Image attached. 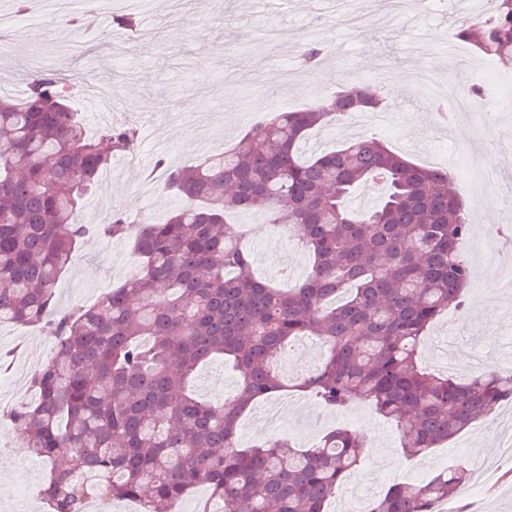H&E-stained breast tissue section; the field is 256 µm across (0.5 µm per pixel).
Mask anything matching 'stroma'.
Wrapping results in <instances>:
<instances>
[{"label":"stroma","instance_id":"stroma-1","mask_svg":"<svg viewBox=\"0 0 512 512\" xmlns=\"http://www.w3.org/2000/svg\"><path fill=\"white\" fill-rule=\"evenodd\" d=\"M181 2L174 16L139 6L140 15L150 20L148 27L135 40L117 46L112 24L101 11H94L89 30L78 33L53 18L30 25L27 17L13 14L14 0H0L14 29L11 53L0 62L1 87L20 96L31 74L26 63L37 55L49 60L58 74L81 72L90 64L95 81L112 86V112L101 117L92 98L75 99L87 133L121 123L140 131L136 156H116L110 178L99 179L76 216L93 231L55 286L58 309L92 305L136 267L129 240L104 237L95 233V226L116 210L131 216L145 211L162 221L180 206V198L163 188V177L154 169L158 159L172 166L191 164L202 157L204 141L223 151L267 112L301 107L347 85L385 90L398 81L411 85L423 75L444 86L468 88L483 81L478 73L483 56L470 54L461 67L448 58V46L466 13L436 7L433 0H417L384 29L370 21L345 26L342 19L355 12V0H214L209 7L198 0ZM313 40L323 41L328 54L318 69L310 70L301 65L298 50ZM332 69L337 78H329ZM228 99L235 102L229 111L224 108ZM424 102L421 96L402 95L394 99L383 123L360 127L351 121L317 130L305 149L319 152L360 135L376 137L415 163L447 170L453 188L466 201L471 240H485L491 252L512 248L507 235L495 232L504 223L503 203L512 202V107L489 92L479 98L478 106L488 112V128L479 135L466 114L450 112L444 122L426 111ZM486 163L498 170L500 179L483 197L464 186L463 177L470 166ZM229 222L248 229L258 275L272 280L284 275L292 285L302 280L310 256L298 240L273 233L259 213L236 214ZM468 262L480 287L470 292L464 312L449 309L420 343L418 360L428 371L450 369L441 353L451 336L476 344L490 371L507 368L498 355L512 342V294L479 251H472ZM491 290L501 300L494 309L484 303ZM55 343V336L42 327L0 324V351L11 356L8 369L0 370V409L35 400L30 381L49 360ZM450 370L461 379L470 376L462 365ZM237 379V372L215 361L200 369L193 383L205 398L224 400L234 395ZM272 399L288 402L287 425L280 436L295 447H312L338 427L364 436L365 452L356 474L367 497L413 469L417 482H426L455 458L469 470L466 486L471 494L449 500L445 512H458L464 505L481 512H512V476L494 485L478 482L480 461L498 452L497 432L512 431V404L417 460L401 451L396 425L367 403L336 413L295 392L281 391ZM15 434L12 424L0 421V512H47L39 492L49 465L20 452Z\"/></svg>","mask_w":512,"mask_h":512}]
</instances>
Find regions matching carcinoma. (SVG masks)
Wrapping results in <instances>:
<instances>
[{
	"mask_svg": "<svg viewBox=\"0 0 512 512\" xmlns=\"http://www.w3.org/2000/svg\"><path fill=\"white\" fill-rule=\"evenodd\" d=\"M138 23L136 11L112 16L120 29ZM457 38L485 57L512 53V0H496ZM325 55L314 41L300 59L314 69ZM68 84L41 72L22 99L0 94V323L43 325L57 337L32 380L35 402L0 415L50 463L49 512H86L92 500H144L149 512H171L200 485L222 512H326L363 455L357 432L331 430L307 449L278 438L237 446L242 414L284 388L274 363L300 336L321 337L324 355L291 388L331 411L372 404L396 422L408 457L512 400V376L460 381L416 361L436 318L465 307L472 277L461 259L465 203L449 192L448 172L375 138L302 156L311 130L390 110L369 86L271 112L233 148L165 167V187L182 199L166 222L144 216L133 229L117 211L101 228L133 237L139 270L94 305L57 309L55 284L86 233L77 212L112 158L139 146L131 125L88 135ZM376 182L380 202L352 207L356 191ZM239 211H261L303 242L312 264L297 287L255 277L245 235L225 224ZM225 357L240 376L233 398L198 397V366ZM467 479L464 467L449 466L422 484L392 483L369 507L440 512Z\"/></svg>",
	"mask_w": 512,
	"mask_h": 512,
	"instance_id": "obj_1",
	"label": "carcinoma"
}]
</instances>
